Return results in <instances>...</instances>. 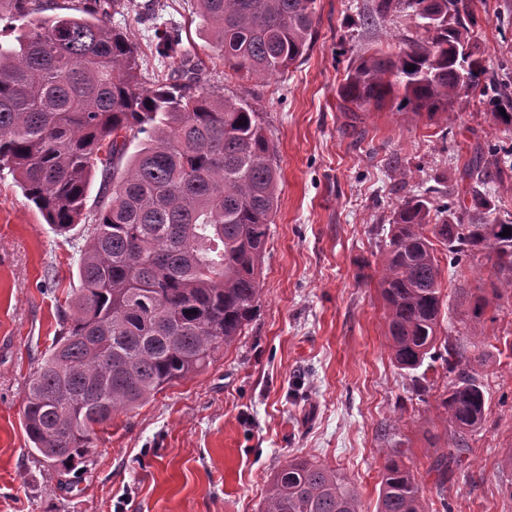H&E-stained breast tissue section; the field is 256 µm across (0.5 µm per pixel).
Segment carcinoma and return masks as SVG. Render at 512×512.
Instances as JSON below:
<instances>
[{
  "mask_svg": "<svg viewBox=\"0 0 512 512\" xmlns=\"http://www.w3.org/2000/svg\"><path fill=\"white\" fill-rule=\"evenodd\" d=\"M10 2L20 24L0 41V172L15 175L56 232L83 224L73 313L26 383L22 411L30 451L67 470L84 461L96 426L207 367L255 315L278 204L275 147L251 104L201 85L198 62L184 58L166 81L142 87L137 49L112 26L121 0H82L77 15L53 14L43 0ZM196 2L236 77L281 75L316 38L315 0ZM392 12L407 16L415 34L350 63L342 108L392 97L415 116L449 118L483 73L473 51L460 53L477 25L474 11L466 0H374L375 14ZM492 104L511 128L512 100L504 115L501 94ZM137 138L139 149L126 156ZM492 165L500 180L512 171ZM492 174L477 155L460 177L470 186L458 209L479 220L431 224L434 188L404 200L378 281L394 362L415 371L429 359L457 372L438 405L455 433L453 448L434 461L441 484L460 461L463 435L483 423L486 398L466 350L438 343L443 298L432 239L458 257L484 255L506 275L492 295L512 291V234L500 236L512 223L488 219ZM488 305L486 295L470 296L471 321L481 323ZM262 512L362 510L336 470L295 457L271 478ZM377 512H425L412 470L392 454Z\"/></svg>",
  "mask_w": 512,
  "mask_h": 512,
  "instance_id": "cac0c4a2",
  "label": "carcinoma"
}]
</instances>
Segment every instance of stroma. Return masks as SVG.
Returning <instances> with one entry per match:
<instances>
[{"mask_svg":"<svg viewBox=\"0 0 512 512\" xmlns=\"http://www.w3.org/2000/svg\"><path fill=\"white\" fill-rule=\"evenodd\" d=\"M372 0H316L317 37L278 77L224 75L194 0H131L112 23L136 46L144 87L179 65L261 112L276 147L278 209L261 301L240 336L205 369L97 427L84 461L40 463L21 420L23 390L78 291L81 231L46 224L13 175L0 172V512H261L271 476L293 457L336 468L376 512L386 454L413 471L427 512H512V293L492 299L474 342L469 297L499 279L491 265L437 245L440 338L459 339L486 397L482 426L447 483L430 470L450 439L438 407L454 379L419 391L392 360L377 288L389 226L403 199L444 190L476 153L512 147L483 88L512 97V0H471L470 44L485 72L450 122L385 102L352 115L338 90L347 66L406 34L401 15L363 23ZM179 28L180 56L159 57L154 32Z\"/></svg>","mask_w":512,"mask_h":512,"instance_id":"1","label":"stroma"}]
</instances>
